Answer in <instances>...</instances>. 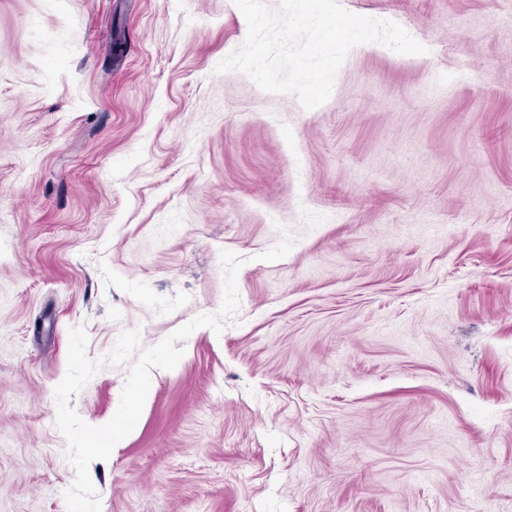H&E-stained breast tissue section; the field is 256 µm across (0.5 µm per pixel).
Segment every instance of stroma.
<instances>
[{"label": "stroma", "instance_id": "obj_1", "mask_svg": "<svg viewBox=\"0 0 512 512\" xmlns=\"http://www.w3.org/2000/svg\"><path fill=\"white\" fill-rule=\"evenodd\" d=\"M332 95L217 72L233 0H0V512H67L70 328L148 348L101 512H512V0H340ZM130 363L70 404L114 416Z\"/></svg>", "mask_w": 512, "mask_h": 512}]
</instances>
